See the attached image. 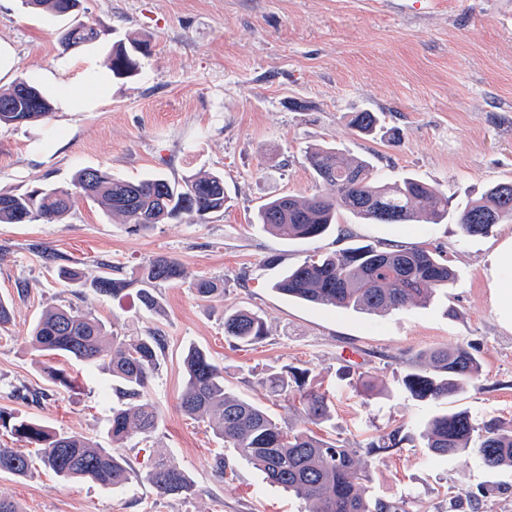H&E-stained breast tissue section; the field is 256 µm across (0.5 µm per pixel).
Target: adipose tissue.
<instances>
[{
    "label": "adipose tissue",
    "instance_id": "adipose-tissue-1",
    "mask_svg": "<svg viewBox=\"0 0 512 512\" xmlns=\"http://www.w3.org/2000/svg\"><path fill=\"white\" fill-rule=\"evenodd\" d=\"M42 83L59 87L55 109L59 112H88L96 108L112 92L107 77L97 70L77 68L70 59H61L55 68L42 71Z\"/></svg>",
    "mask_w": 512,
    "mask_h": 512
}]
</instances>
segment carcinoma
I'll list each match as a JSON object with an SVG mask.
<instances>
[{"label": "carcinoma", "instance_id": "carcinoma-1", "mask_svg": "<svg viewBox=\"0 0 512 512\" xmlns=\"http://www.w3.org/2000/svg\"><path fill=\"white\" fill-rule=\"evenodd\" d=\"M63 0H21L24 9L48 11L63 17L69 13ZM100 32L77 23L62 30L65 48L92 46ZM128 44L113 47L107 57L112 74L133 76L139 69L137 49L151 48L146 36L130 35ZM52 105L32 83L19 80L0 90V125L49 118ZM350 124L361 134L380 132L395 136L396 130L380 125L377 113L357 112ZM306 161L326 192L310 198L281 196L263 204L256 223L288 240L316 241L336 224L346 211L379 224H438L448 216V194L414 177L389 186L373 176L365 160L348 161L332 146L312 147ZM83 195L137 233L156 224L187 219L204 221L224 210V176L208 172L181 183L161 176L139 181L116 179L101 169H84L73 187L36 184L20 194L0 193V223L62 221L71 211L74 198ZM505 219H512V182L491 186L481 198L469 201L459 212L458 223L466 236L486 235ZM58 276L73 288L118 297L137 287L140 303L148 310L157 307L154 290L162 283L186 279L177 260L158 256L127 279L103 264L102 274L87 279L71 266L58 265ZM455 273L439 252L425 246L377 249L373 246L347 248L339 253L314 254L289 269L276 283L281 294L300 301L332 308L388 312L408 303L427 302L439 288L448 287ZM190 288L200 301L224 292V282L209 277L192 280ZM265 320L258 313L237 309L224 312V335L240 345H252L267 336ZM112 351L108 367L126 400L112 410V447L103 448L81 436L60 434L36 418L0 409V426L17 439L38 449L39 461L62 479H87L104 486L121 487L142 479L163 495L195 494L187 474L160 457L143 474L131 468L119 452L135 437L146 439L158 428L161 415L148 400L151 374L165 351L164 337L157 332L145 336L107 333L103 322L75 307H51L36 322L31 346L48 355H59L82 363H95L103 356L106 340ZM423 365L402 378L404 390L416 399L448 402L466 383L479 379V359L467 347L435 349L423 356ZM186 378L180 410L191 419L208 423L213 434L239 453L246 463L258 468L266 480L309 504L308 512H406L401 506L375 499L370 492L371 473L357 451L336 441H327L306 429L284 428L262 406L230 393L224 387V368L203 350L190 348L183 360ZM299 404L306 419L321 424L330 419L326 395L313 390L300 394ZM432 456L466 454L487 470L512 468V427L494 420L476 424L465 411H446L427 421L420 432ZM403 437L395 430L367 446V454L379 455L400 445ZM33 459L12 448H0V472L24 477Z\"/></svg>", "mask_w": 512, "mask_h": 512}]
</instances>
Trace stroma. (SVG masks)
<instances>
[{"instance_id":"35a3bbf8","label":"stroma","mask_w":512,"mask_h":512,"mask_svg":"<svg viewBox=\"0 0 512 512\" xmlns=\"http://www.w3.org/2000/svg\"><path fill=\"white\" fill-rule=\"evenodd\" d=\"M79 20L102 31L103 45L63 49V20L0 0V41L16 49L18 79L65 56L102 71L107 44L128 32L152 39L138 74L113 79L111 97L93 111L0 126V192L67 187L83 168L179 183L217 172L227 202L206 221L139 233L81 196L63 222L0 224V297L13 303L11 322L0 328V408L110 447L120 399L104 364L48 356L25 338L43 310L68 304L121 336L160 331L166 349L147 389L160 425L122 453L140 473L167 457L196 493L68 482L39 467L23 478L1 473L0 495L21 512H306L303 500L269 484L181 412L182 360L195 346L223 366L231 392L268 407L282 426L307 425L296 387L281 393L265 382L289 370L306 372L308 387L329 399L330 420L314 428L319 437L367 456L370 441L400 429L398 448L368 456L374 496L417 501L426 512H470L453 498L472 495L480 512H512V469L428 455L420 429L448 406L414 399L401 384L419 355L471 346L482 374L453 406L477 421L512 424V316L499 299L500 282L512 278L503 260L512 252V220L482 236L463 235L457 224L463 204L512 181V0H84ZM364 109L397 128L398 139L357 134L350 120ZM321 144L370 162L386 183L412 176L447 191V219L376 224L344 212L315 242L265 232L255 217L267 198L320 192L305 153ZM392 244L440 248L455 282L428 303L381 314L297 302L274 287L312 253ZM42 249L76 261L89 278L105 262L128 277L164 255L181 262L188 279L158 286V308L149 312L132 291L72 292L39 257ZM199 276L223 281V294L198 300L188 282ZM240 308L260 313L269 327L251 347L224 335L225 312ZM48 365L74 376V387L51 386ZM364 376L376 385L372 395L358 387ZM220 453L229 462L222 475Z\"/></svg>"}]
</instances>
